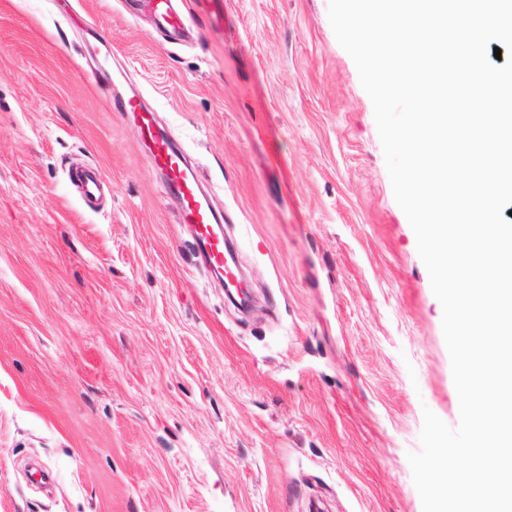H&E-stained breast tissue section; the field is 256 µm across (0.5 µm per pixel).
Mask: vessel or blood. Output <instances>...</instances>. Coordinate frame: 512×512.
<instances>
[{
    "mask_svg": "<svg viewBox=\"0 0 512 512\" xmlns=\"http://www.w3.org/2000/svg\"><path fill=\"white\" fill-rule=\"evenodd\" d=\"M157 18L161 27L176 37L185 30V17L177 11L174 0H138ZM113 111L132 118L140 131L142 146L148 151L155 171L163 176L164 190L178 199L179 223L187 225L192 234V244L206 266L226 284H233L236 275L226 262L224 217L218 213L210 198L201 190L198 170L192 166L176 145L171 132L160 124L155 110L147 106L140 95L116 98L111 103ZM85 197H94L101 185L98 168L87 165L75 174Z\"/></svg>",
    "mask_w": 512,
    "mask_h": 512,
    "instance_id": "vessel-or-blood-1",
    "label": "vessel or blood"
}]
</instances>
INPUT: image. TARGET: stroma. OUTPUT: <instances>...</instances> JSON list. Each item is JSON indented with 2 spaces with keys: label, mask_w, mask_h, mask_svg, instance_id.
I'll use <instances>...</instances> for the list:
<instances>
[{
  "label": "stroma",
  "mask_w": 512,
  "mask_h": 512,
  "mask_svg": "<svg viewBox=\"0 0 512 512\" xmlns=\"http://www.w3.org/2000/svg\"><path fill=\"white\" fill-rule=\"evenodd\" d=\"M188 2L169 43L81 0L107 50L66 0H0V512H423V412L460 419L443 310L328 0ZM134 89L223 210L250 309L109 108ZM75 178L80 183L85 197H94L99 192L102 177L98 168L84 164L83 169L75 173Z\"/></svg>",
  "instance_id": "1"
}]
</instances>
